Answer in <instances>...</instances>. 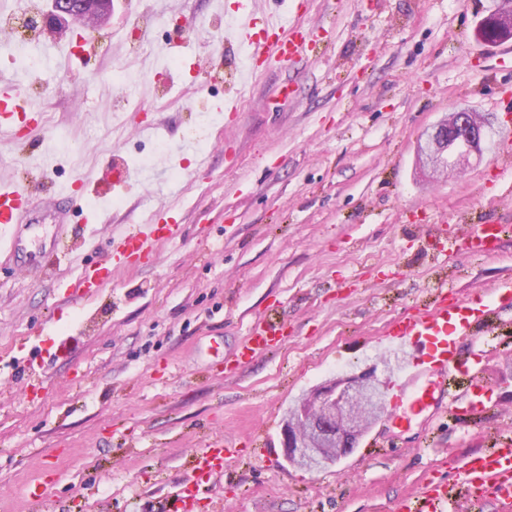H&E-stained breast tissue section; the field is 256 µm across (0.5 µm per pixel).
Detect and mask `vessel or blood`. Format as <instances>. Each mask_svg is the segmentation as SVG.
<instances>
[{
	"mask_svg": "<svg viewBox=\"0 0 512 512\" xmlns=\"http://www.w3.org/2000/svg\"><path fill=\"white\" fill-rule=\"evenodd\" d=\"M307 40V34L297 25L273 20L265 12L262 0H240L236 14L225 18L224 42L244 49L242 74L247 78L261 75L266 67L274 64L288 65L303 53ZM24 82V77L15 72L0 73V139L19 148L25 145L20 135L22 126L41 124L44 112L40 98L28 95ZM30 199L31 192L25 181L0 177V253L15 255L21 251L19 230L29 224ZM177 230V224L162 223L157 215L149 223L127 225L113 237L112 253L122 265L149 257L157 244L172 238ZM503 231L502 225L491 222L471 227L466 236L471 253H487ZM111 278V265L87 268L67 286L65 295L75 300L83 298ZM510 297L512 290L496 288L492 291L491 302L464 305L449 299L447 291L442 289L430 312L395 320L389 336L395 349L400 351L415 344L417 337H430L429 359L435 360L437 369L444 374H457L467 364L463 345L474 339L487 319L495 314L497 301ZM277 343L275 331L260 326L240 348L238 356L245 360ZM423 373L424 365L420 362L401 371L395 384L396 402L409 397L414 408L421 411L439 405L461 409L464 393L451 394L444 389L435 391L423 387L420 384ZM229 455V449L218 443L197 455L192 478L167 499L165 512H195L201 501V487L223 472ZM460 498L489 500L501 505L503 512H512L511 437H499L490 448L464 456L456 481L424 484L420 495L400 502L397 512H448Z\"/></svg>",
	"mask_w": 512,
	"mask_h": 512,
	"instance_id": "b4317fda",
	"label": "vessel or blood"
}]
</instances>
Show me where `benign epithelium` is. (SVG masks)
Segmentation results:
<instances>
[{
	"label": "benign epithelium",
	"mask_w": 512,
	"mask_h": 512,
	"mask_svg": "<svg viewBox=\"0 0 512 512\" xmlns=\"http://www.w3.org/2000/svg\"><path fill=\"white\" fill-rule=\"evenodd\" d=\"M112 0H90L80 18L68 12L61 3L50 15L41 16V27L52 33L71 34L80 25L95 29L112 18ZM482 41L493 43L512 38V0H498V7L485 17L479 28ZM487 120L476 112L461 108L437 122L425 133L421 154L442 173L458 171L471 153L482 152L487 137ZM389 377L377 373L373 366L358 373L336 375L314 386L308 396L293 407V423L283 424L282 441L288 464L294 468L316 472L320 469L313 434L329 429L328 448L336 449L344 458L358 447L367 429L385 417Z\"/></svg>",
	"instance_id": "obj_1"
}]
</instances>
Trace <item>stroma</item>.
Returning a JSON list of instances; mask_svg holds the SVG:
<instances>
[{"mask_svg":"<svg viewBox=\"0 0 512 512\" xmlns=\"http://www.w3.org/2000/svg\"><path fill=\"white\" fill-rule=\"evenodd\" d=\"M176 5L158 21L148 0H112L109 24L78 43L36 32L37 72L0 54L44 104L25 150L0 142L12 174L32 182L24 254L57 233L43 180L69 186L119 162L131 171L114 195L85 187L66 204L59 278L0 257V512H159L217 440L236 453L204 488L215 512H394L421 480H454L459 457L512 436V380L497 374L512 363V305L475 344L480 414L406 410L385 423L393 449L363 442L314 473L286 463L282 417L308 388L393 357L385 330L431 308L436 288L477 301L512 284V164L494 160L512 138V64L501 63L512 40L478 36L495 0H264L311 47L242 87L231 126L224 97L243 54L224 53L218 0ZM137 25L147 32L133 56L123 36ZM55 43L69 73L44 51ZM168 45L180 66L161 56ZM119 67L136 83L116 82ZM289 81L295 97L273 98ZM460 107L491 125L484 156L425 179L417 138ZM205 118L200 162L187 134ZM153 122L157 133L137 135ZM48 145L46 175L29 172ZM145 146L155 154L142 167ZM163 197L175 237L92 296L66 299L59 280L102 263L113 230ZM487 219L505 227L496 256L457 250L461 224ZM261 321L279 326L277 347L237 363ZM42 474L34 508L26 489Z\"/></svg>","mask_w":512,"mask_h":512,"instance_id":"obj_1","label":"stroma"}]
</instances>
